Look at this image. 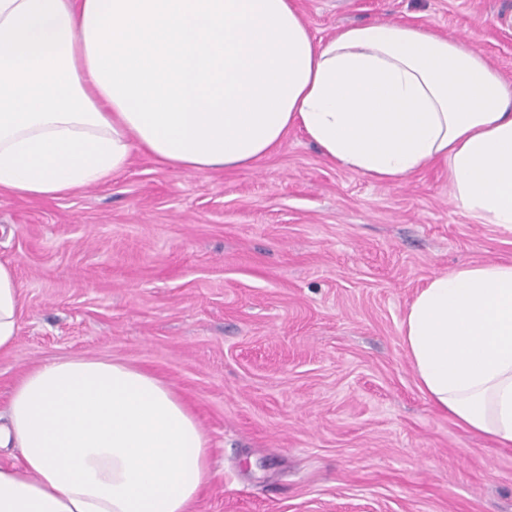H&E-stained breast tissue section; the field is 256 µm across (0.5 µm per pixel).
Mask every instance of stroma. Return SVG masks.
Returning <instances> with one entry per match:
<instances>
[{
    "label": "stroma",
    "mask_w": 512,
    "mask_h": 512,
    "mask_svg": "<svg viewBox=\"0 0 512 512\" xmlns=\"http://www.w3.org/2000/svg\"><path fill=\"white\" fill-rule=\"evenodd\" d=\"M312 34L380 21L467 40L512 82V0H298ZM512 261L448 171L393 185L300 129L246 168L140 154L61 198L0 194V261L22 295L0 409L53 359H119L167 382L206 432L195 512H512V447L418 389L401 324L435 274Z\"/></svg>",
    "instance_id": "1"
}]
</instances>
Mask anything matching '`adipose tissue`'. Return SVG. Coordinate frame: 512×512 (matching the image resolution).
<instances>
[{
    "instance_id": "adipose-tissue-1",
    "label": "adipose tissue",
    "mask_w": 512,
    "mask_h": 512,
    "mask_svg": "<svg viewBox=\"0 0 512 512\" xmlns=\"http://www.w3.org/2000/svg\"><path fill=\"white\" fill-rule=\"evenodd\" d=\"M330 161L398 183L448 166L456 206L512 233V84L425 25L318 40L295 0H0V191L61 197L148 154L241 168L291 128ZM22 309L0 262V352ZM419 389L512 447V262L432 277L402 321ZM0 512H193L209 439L174 391L122 361L27 371L0 413Z\"/></svg>"
}]
</instances>
